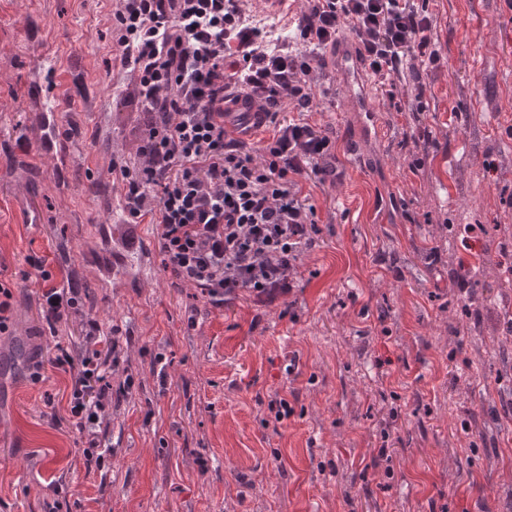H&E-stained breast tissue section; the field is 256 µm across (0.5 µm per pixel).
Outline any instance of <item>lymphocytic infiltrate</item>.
I'll return each mask as SVG.
<instances>
[{
	"instance_id": "lymphocytic-infiltrate-1",
	"label": "lymphocytic infiltrate",
	"mask_w": 512,
	"mask_h": 512,
	"mask_svg": "<svg viewBox=\"0 0 512 512\" xmlns=\"http://www.w3.org/2000/svg\"><path fill=\"white\" fill-rule=\"evenodd\" d=\"M250 0H118L112 40L119 71L134 89L117 107L136 112L134 149L113 160L125 219L153 224L163 267L176 284L199 288L220 309L240 295L260 306L297 288L320 229L305 183H336L335 143L312 119L315 87L343 31L374 76H396L410 93V131L421 127L423 73L443 61L422 0H304L294 39L272 45ZM257 102L244 138L224 130V105ZM291 119H281L284 111ZM78 288L43 289L49 324L79 312ZM118 343L82 323V344L59 347L54 363L74 368L69 420L89 448L112 398Z\"/></svg>"
}]
</instances>
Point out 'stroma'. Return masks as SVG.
Wrapping results in <instances>:
<instances>
[{
	"label": "stroma",
	"mask_w": 512,
	"mask_h": 512,
	"mask_svg": "<svg viewBox=\"0 0 512 512\" xmlns=\"http://www.w3.org/2000/svg\"><path fill=\"white\" fill-rule=\"evenodd\" d=\"M116 6L0 0V512H512V10L429 0L445 58L424 77L431 145L405 140L370 77L381 142L350 154L360 115L339 109L336 74L322 80L314 120L335 130L343 176L310 190L321 233L283 318L245 296L212 308L157 254L141 280H100L134 120L112 109ZM51 110L70 133L63 168L42 150ZM463 267L480 274L469 294ZM45 270L117 340L113 383L134 379L90 468L72 374L52 363L81 328L40 316ZM278 397L295 410L281 422Z\"/></svg>",
	"instance_id": "obj_1"
}]
</instances>
